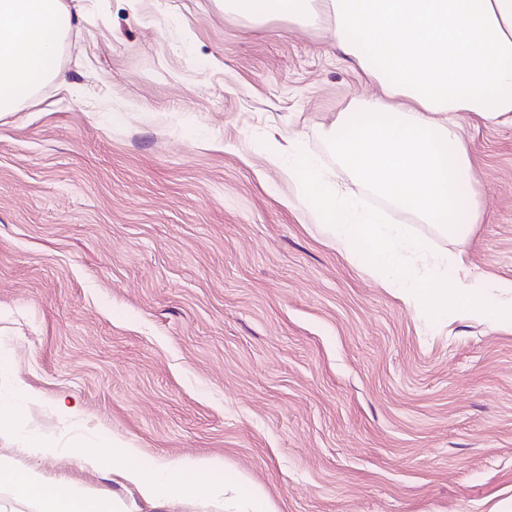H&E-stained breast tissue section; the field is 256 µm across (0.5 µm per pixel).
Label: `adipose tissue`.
<instances>
[{
  "label": "adipose tissue",
  "instance_id": "1",
  "mask_svg": "<svg viewBox=\"0 0 512 512\" xmlns=\"http://www.w3.org/2000/svg\"><path fill=\"white\" fill-rule=\"evenodd\" d=\"M224 10L252 22L328 24L336 47L378 88L337 113L329 133L337 164L393 209L438 225L458 250L417 266L427 242L361 209L296 139L268 151L295 189L293 206L408 307L512 324V281L463 274L460 250L485 216L463 124L512 123V0H224ZM72 23L64 0H0V112L16 111L57 77L59 44ZM488 292L494 300H485ZM112 468L147 499L220 491L209 460L147 472L135 449L119 448ZM0 484L34 512H104L98 498L49 488L2 464Z\"/></svg>",
  "mask_w": 512,
  "mask_h": 512
}]
</instances>
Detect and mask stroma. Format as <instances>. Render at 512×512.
Segmentation results:
<instances>
[{
  "label": "stroma",
  "instance_id": "1",
  "mask_svg": "<svg viewBox=\"0 0 512 512\" xmlns=\"http://www.w3.org/2000/svg\"><path fill=\"white\" fill-rule=\"evenodd\" d=\"M60 72L0 115V463L117 512L144 470L211 458L279 512H512V325L408 308L289 207L264 149L377 88L326 28L220 0H65ZM489 214L466 271L512 281V125L465 124Z\"/></svg>",
  "mask_w": 512,
  "mask_h": 512
}]
</instances>
